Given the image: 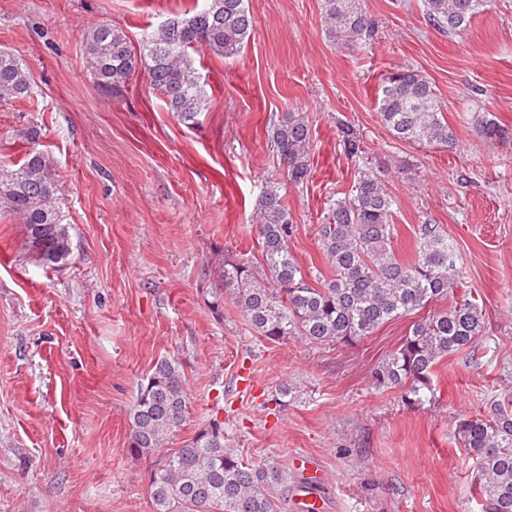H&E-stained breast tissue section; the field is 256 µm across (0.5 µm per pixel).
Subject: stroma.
<instances>
[{
	"label": "stroma",
	"instance_id": "stroma-1",
	"mask_svg": "<svg viewBox=\"0 0 512 512\" xmlns=\"http://www.w3.org/2000/svg\"><path fill=\"white\" fill-rule=\"evenodd\" d=\"M361 5L375 32L347 48L327 34L322 0H249L256 28L242 52L193 58L207 101L191 123L145 70L115 94L84 56L93 27H118L138 48L194 0H0V49L21 57L32 86L30 99L0 102V176L37 131L72 241L69 261L48 267L0 208V512H153L159 458L126 448L139 387L163 359L185 372L181 438L215 415L244 459L288 467L277 512H296L303 496L289 467L298 455L322 472L325 512H480L455 430L512 400V142L484 139L474 116L493 113L512 133V0H494L459 36L432 28L423 0ZM403 65L434 85L455 150L409 145L383 126L379 80ZM287 112L312 133L299 185L269 140ZM345 124L361 138L354 158ZM364 166L396 202L397 255H411L420 224L440 225L485 313L484 335L440 360L436 397L419 406L372 381L413 316L315 347L267 341L232 301L219 318L202 296L223 256L261 264L253 215L272 179L291 252L306 271H327L317 231Z\"/></svg>",
	"mask_w": 512,
	"mask_h": 512
}]
</instances>
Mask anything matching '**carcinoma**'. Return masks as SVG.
<instances>
[{"label": "carcinoma", "mask_w": 512, "mask_h": 512, "mask_svg": "<svg viewBox=\"0 0 512 512\" xmlns=\"http://www.w3.org/2000/svg\"><path fill=\"white\" fill-rule=\"evenodd\" d=\"M424 14L436 30L459 36L488 10L490 0H424ZM323 19L330 37L346 45L372 37L374 25L359 0H324ZM254 18L247 0H204L189 17L168 19L135 51L123 30L99 26L85 38L86 63L99 86L118 91L139 67L150 85L166 98L184 121H194L206 96L192 65L191 52L223 58L238 55L248 43ZM29 73L22 61L0 50V101L28 98ZM378 112L390 134L405 143L454 150L457 139L448 125L432 83L410 66L381 78ZM476 128L487 140L505 131L491 113L476 115ZM349 156L363 152L353 128L341 127ZM288 180L302 183L309 174L312 150L308 122L287 112L271 128ZM30 147L23 163L0 179V205L25 224L26 243L50 267L69 260L72 243L57 202L50 158ZM395 200L381 178L362 167L352 193L330 204L318 235L330 268L314 282L288 248L293 224L274 181L255 210L263 263L226 256L220 284L206 289L205 303L224 317L230 297L252 330L271 342L299 336L314 346L352 344L384 324L426 308L461 284L458 254L437 224L419 226L409 260L396 256L392 223ZM483 309L464 295L455 305L428 313L413 323L400 346L373 371L377 389L407 388L413 403L434 396L433 370L451 352L463 350L485 333ZM185 375L175 360L158 361L130 412L127 451L133 456L160 454L151 471L149 492L154 512H276L273 492L288 485V471L276 460L246 463L224 444V423L210 419L171 451L167 445L186 424ZM458 441L476 463L473 485L480 512H512V407L500 405L487 414L464 417Z\"/></svg>", "instance_id": "1"}]
</instances>
